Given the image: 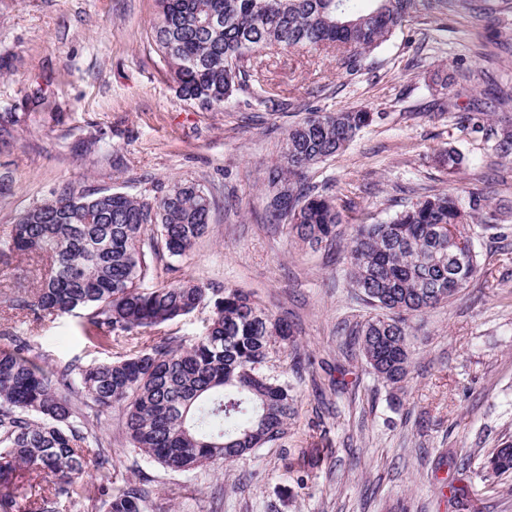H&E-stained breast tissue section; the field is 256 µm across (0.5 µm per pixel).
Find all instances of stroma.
Masks as SVG:
<instances>
[{"label":"stroma","instance_id":"stroma-1","mask_svg":"<svg viewBox=\"0 0 512 512\" xmlns=\"http://www.w3.org/2000/svg\"><path fill=\"white\" fill-rule=\"evenodd\" d=\"M158 0H0V233L64 190L152 194L201 184L209 232L159 280L196 279L250 293L292 326L301 357L277 353L296 413L282 439L188 474L129 448L119 410L90 422L115 486L146 484L163 512H512V475H481L512 443V0H449L444 15L396 32L358 70L291 49L223 108L183 99L152 40ZM467 74L469 91L449 82ZM366 108L373 123L317 166L336 196L337 244L314 250L265 221V178L289 126L310 112ZM454 148L464 164L433 160ZM479 189L496 228L474 225L479 271L450 303L409 321L410 374L378 379L349 333L371 316L346 278L360 221H384L419 197ZM36 260L0 255V333L28 338L48 365L107 358L82 330L90 311L33 321L11 309L34 287Z\"/></svg>","mask_w":512,"mask_h":512}]
</instances>
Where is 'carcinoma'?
Listing matches in <instances>:
<instances>
[{
	"mask_svg": "<svg viewBox=\"0 0 512 512\" xmlns=\"http://www.w3.org/2000/svg\"><path fill=\"white\" fill-rule=\"evenodd\" d=\"M159 0L153 27L157 50L181 97L208 110L249 81L266 49L344 48L338 61L353 70L360 58L397 30L448 0ZM372 122L365 109L310 112L288 128L279 164L267 177L266 221L284 224L311 248L336 239L335 198L309 173L342 152ZM464 158L453 148L435 162L453 173ZM483 196L468 204L452 192L427 195L386 222L359 224L349 245L350 288L378 310L353 333L373 373L396 385L411 366L409 316L449 302L478 271L470 221ZM211 198L200 184L174 180L152 195L67 190L26 211L0 239V251L45 262L38 286L12 308L40 320L92 308L89 341L109 348L199 307L213 314L194 341L148 336L140 346L88 366H43L28 340L0 345V512H53L65 495L78 502L83 478L99 481L106 512H154L148 492L111 487V461L88 442L89 412L122 410L126 442L164 469L186 473L231 463L282 438L295 412L294 388L269 373L270 355L300 363L291 325L238 290L192 279L157 282L153 257L185 256L209 229ZM465 242L448 244V226ZM496 475L512 474V444L488 459ZM45 482L37 498L21 489Z\"/></svg>",
	"mask_w": 512,
	"mask_h": 512,
	"instance_id": "cac0c4a2",
	"label": "carcinoma"
}]
</instances>
